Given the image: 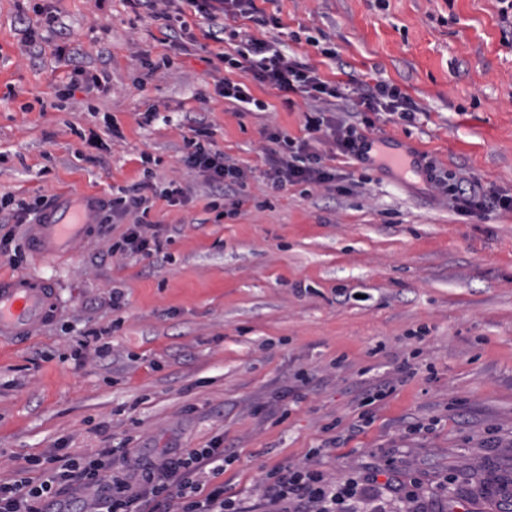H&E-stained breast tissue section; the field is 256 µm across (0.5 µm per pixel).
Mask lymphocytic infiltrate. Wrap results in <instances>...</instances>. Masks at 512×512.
<instances>
[{
	"label": "lymphocytic infiltrate",
	"mask_w": 512,
	"mask_h": 512,
	"mask_svg": "<svg viewBox=\"0 0 512 512\" xmlns=\"http://www.w3.org/2000/svg\"><path fill=\"white\" fill-rule=\"evenodd\" d=\"M146 8L152 17L172 21L193 11L209 25L204 36L218 40L214 21L222 16H240L260 26L268 25L255 0H130ZM234 53L218 58L243 78L232 81L214 77L215 93L231 102L266 110L255 98L250 83H258L283 94H298L326 101L340 96L335 81L325 78L315 66L291 58L280 43L239 33ZM359 104L369 112H392L402 120H414L411 99L384 82L363 86ZM305 135L297 139L285 133L271 137L275 150L269 151L267 181L273 191L305 182L323 184L335 175L316 151V142L331 140L342 155L361 158L364 138L354 128L333 119L310 115ZM184 163L215 182L241 183L243 169L228 163L223 151L199 140H190ZM224 473V451L218 447L187 448L158 460L132 459L124 448H105L93 453H49L25 458L12 479L0 482V512H244L239 500L224 493L219 477ZM267 493L272 500L296 504V512H346V504L361 494L355 479L336 483L309 467L269 472Z\"/></svg>",
	"instance_id": "lymphocytic-infiltrate-1"
}]
</instances>
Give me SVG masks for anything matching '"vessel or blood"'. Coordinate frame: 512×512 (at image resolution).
Here are the masks:
<instances>
[{
	"instance_id": "b4317fda",
	"label": "vessel or blood",
	"mask_w": 512,
	"mask_h": 512,
	"mask_svg": "<svg viewBox=\"0 0 512 512\" xmlns=\"http://www.w3.org/2000/svg\"><path fill=\"white\" fill-rule=\"evenodd\" d=\"M104 196L67 190L57 194L31 231L37 260L49 261L71 254L76 242L90 236ZM53 281L26 274L0 275V339H22L46 323L53 314Z\"/></svg>"
}]
</instances>
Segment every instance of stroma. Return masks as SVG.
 <instances>
[{"mask_svg":"<svg viewBox=\"0 0 512 512\" xmlns=\"http://www.w3.org/2000/svg\"><path fill=\"white\" fill-rule=\"evenodd\" d=\"M256 5L279 24L252 33L335 78L340 98L254 84L266 110L240 111L201 80L232 40L183 53L128 0H0V196H109L146 180L145 220L164 237L158 254L113 252L128 215L52 267L16 228L0 274L55 279L58 307L27 340L0 345V479L56 448L125 444L156 458L216 441L224 486L248 512H270L265 475L289 466L358 478L383 512H507L512 211L462 217L426 177L342 156L333 182L275 192L265 158L271 133L300 136L322 109L370 120L368 135L409 144L458 191L476 180L512 195V20L498 0ZM144 50L168 65H142ZM76 68L107 72V90L55 99ZM373 77L410 97L415 122L354 111ZM197 119L244 168L242 190L184 164ZM89 129L107 144L91 162L78 157ZM172 184L185 197L175 206L162 195ZM92 331L108 352L75 361ZM409 482L411 503L394 491Z\"/></svg>","mask_w":512,"mask_h":512,"instance_id":"stroma-1","label":"stroma"}]
</instances>
